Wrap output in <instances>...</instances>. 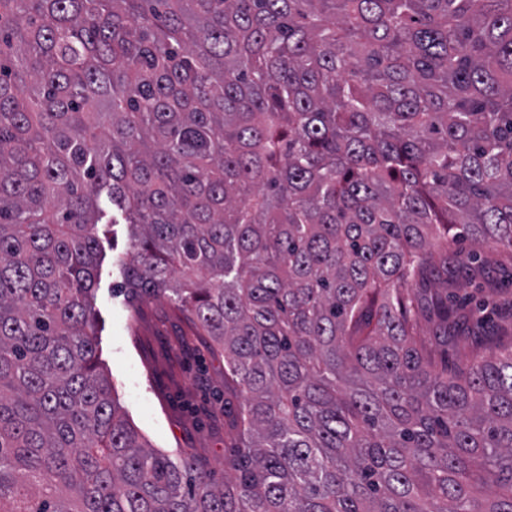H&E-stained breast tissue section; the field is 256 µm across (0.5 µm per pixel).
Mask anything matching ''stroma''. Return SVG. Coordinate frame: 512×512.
<instances>
[{
  "label": "stroma",
  "instance_id": "35a3bbf8",
  "mask_svg": "<svg viewBox=\"0 0 512 512\" xmlns=\"http://www.w3.org/2000/svg\"><path fill=\"white\" fill-rule=\"evenodd\" d=\"M110 230L115 246L99 267L96 310L99 357L114 382L116 401L151 447L194 456L212 481L223 483L228 474L224 464L238 445L228 422L240 402L233 386L224 382V357L191 336L168 297L123 293L118 259L129 250V230L124 224ZM491 256L489 275L498 288L482 311V332L498 348L512 344V251L498 249ZM417 328L438 366L453 372L470 358L471 341H443L427 316H418Z\"/></svg>",
  "mask_w": 512,
  "mask_h": 512
}]
</instances>
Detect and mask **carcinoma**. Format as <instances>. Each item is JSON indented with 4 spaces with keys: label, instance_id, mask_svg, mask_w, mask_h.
Returning <instances> with one entry per match:
<instances>
[{
    "label": "carcinoma",
    "instance_id": "1",
    "mask_svg": "<svg viewBox=\"0 0 512 512\" xmlns=\"http://www.w3.org/2000/svg\"><path fill=\"white\" fill-rule=\"evenodd\" d=\"M119 222L243 393L222 486L112 398ZM453 230L512 249V0H0V512H512V348L416 340ZM417 328L421 340L432 351L438 367H445L448 362V372H454L463 367L471 357L472 351L475 353L480 351L472 345L471 340L463 338L448 340L446 345L439 336L436 323L430 321L425 314L418 316Z\"/></svg>",
    "mask_w": 512,
    "mask_h": 512
}]
</instances>
